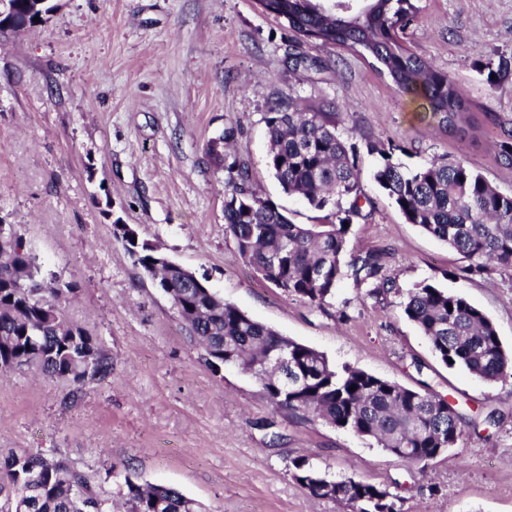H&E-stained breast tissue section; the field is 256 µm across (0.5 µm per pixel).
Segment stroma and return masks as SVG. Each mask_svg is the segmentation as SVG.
Returning <instances> with one entry per match:
<instances>
[{
	"mask_svg": "<svg viewBox=\"0 0 512 512\" xmlns=\"http://www.w3.org/2000/svg\"><path fill=\"white\" fill-rule=\"evenodd\" d=\"M421 5L407 46L446 72L476 115L512 120V0ZM298 50L326 68L294 66ZM288 96L301 110L334 103L371 200L349 247L384 250L395 293L371 295L347 276L320 310L240 257L224 224L229 174L207 145L234 128L228 154L249 164L253 190L312 223L314 210L267 167V103ZM371 142L396 144L394 161L409 169L465 156L512 193L491 137L440 131L422 99L353 52L297 45L256 0H61L46 23L0 37V215L43 269L75 284L67 314L112 358L111 375L75 395L29 371L0 373V457L57 454L108 496L128 469L206 512H348L295 483L300 456L333 478L387 488L401 512H512V378L489 385L445 367L398 306L419 283L462 295L512 351V267L467 273V260L407 223L373 182ZM114 214L225 302L336 366L427 383L463 415L462 441L423 466L322 421L288 419L255 378L201 359L169 297L115 239Z\"/></svg>",
	"mask_w": 512,
	"mask_h": 512,
	"instance_id": "35a3bbf8",
	"label": "stroma"
}]
</instances>
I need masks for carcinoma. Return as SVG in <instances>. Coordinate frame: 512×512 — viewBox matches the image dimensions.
<instances>
[{
  "label": "carcinoma",
  "instance_id": "1",
  "mask_svg": "<svg viewBox=\"0 0 512 512\" xmlns=\"http://www.w3.org/2000/svg\"><path fill=\"white\" fill-rule=\"evenodd\" d=\"M299 40L348 49L386 78L402 96H419L437 126L465 137L480 129L470 106L448 75L408 49L400 38L421 13L420 0H370L354 14L330 11L318 0H258ZM265 123L268 168L284 192L301 195L323 213L319 224H295L283 209L252 189L249 167L226 163L224 147L235 130L209 141L207 154L229 173L224 224L242 258L262 278L289 296L322 308L350 272L371 293L388 294L382 250L350 251L353 218L366 196L359 186V156L338 129V113L326 102L308 112L294 100L269 103ZM503 138L498 156L512 168V130L490 119ZM382 162L374 182L404 219L471 262L512 265V194L505 195L463 157L434 159L409 170L392 161L397 146L376 148ZM348 207H342V201ZM113 222V235L141 268L167 284V294L212 366L229 362L252 375L266 397L296 420H322L375 443L413 464L427 465L455 447L463 435L461 416L441 396L404 387L360 368L332 364L321 352L285 337L165 262L146 240H131ZM73 283L42 272L13 224L0 219V372L32 369L76 391L112 373V358L98 336L71 321L66 304ZM403 314L427 338L440 361L486 384L512 377V353L496 326L465 297L418 284L399 302ZM288 345L283 365L271 357ZM355 391H349L351 386ZM292 479L315 498L340 502L349 512H400L390 492L352 478L333 480L308 460L292 461ZM125 512H200L179 490L124 475L119 488ZM0 512H113L112 500L82 471L40 449L12 451L0 461Z\"/></svg>",
  "mask_w": 512,
  "mask_h": 512
}]
</instances>
